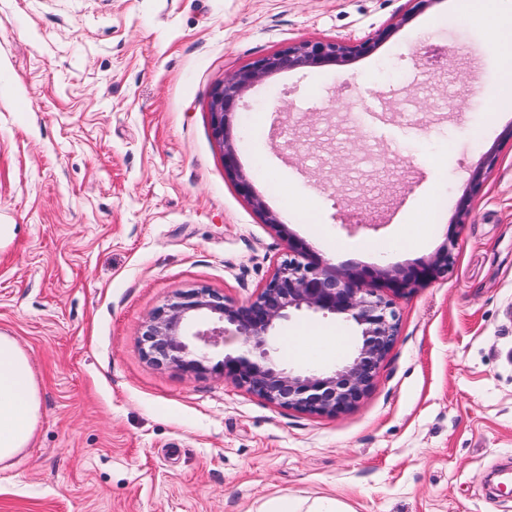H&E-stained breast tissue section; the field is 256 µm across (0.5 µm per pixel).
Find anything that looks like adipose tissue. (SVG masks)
I'll use <instances>...</instances> for the list:
<instances>
[{
	"instance_id": "ef3b65f1",
	"label": "adipose tissue",
	"mask_w": 512,
	"mask_h": 512,
	"mask_svg": "<svg viewBox=\"0 0 512 512\" xmlns=\"http://www.w3.org/2000/svg\"><path fill=\"white\" fill-rule=\"evenodd\" d=\"M40 416L28 357L15 337L0 333V464L29 446Z\"/></svg>"
}]
</instances>
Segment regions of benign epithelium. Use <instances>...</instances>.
Wrapping results in <instances>:
<instances>
[{
    "mask_svg": "<svg viewBox=\"0 0 512 512\" xmlns=\"http://www.w3.org/2000/svg\"><path fill=\"white\" fill-rule=\"evenodd\" d=\"M394 31L390 27L357 43L342 40L302 41L258 58L218 85L210 117L216 140L224 144V169L234 174L241 195L264 213L265 223L284 237L288 225L255 193L242 172L233 146L230 116L248 90L278 72L303 67L340 66L371 53ZM245 306L208 288L175 294L146 321L140 337L143 357L157 367L175 366L194 374H215L246 388L266 402L298 411L334 416L352 408L373 385L380 364L398 335L393 301L378 293L380 280L400 295L448 273L451 253L404 270L380 269L375 279L338 273L329 262L309 254L301 242ZM299 312L334 316L355 330L350 355L330 370L286 366L277 356L278 330ZM239 340L242 350L212 362L227 343Z\"/></svg>",
    "mask_w": 512,
    "mask_h": 512,
    "instance_id": "1",
    "label": "benign epithelium"
}]
</instances>
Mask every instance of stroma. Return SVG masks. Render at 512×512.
<instances>
[{
	"instance_id": "1",
	"label": "stroma",
	"mask_w": 512,
	"mask_h": 512,
	"mask_svg": "<svg viewBox=\"0 0 512 512\" xmlns=\"http://www.w3.org/2000/svg\"><path fill=\"white\" fill-rule=\"evenodd\" d=\"M477 8L512 22V0H0V332L42 398L0 512H512V78L486 22L462 25ZM386 28L371 55L274 74L232 115L281 237L224 170L214 87L289 44ZM411 207L435 230L393 246ZM293 238L340 272L452 254L394 297L398 335L354 408H281L143 358L174 294L247 304ZM309 329L339 334L336 353L283 363L351 352L332 316L281 334ZM264 512H350L344 504L334 499H324L316 503L314 507L303 510L302 504L298 501L288 498H278L272 500L267 505Z\"/></svg>"
}]
</instances>
